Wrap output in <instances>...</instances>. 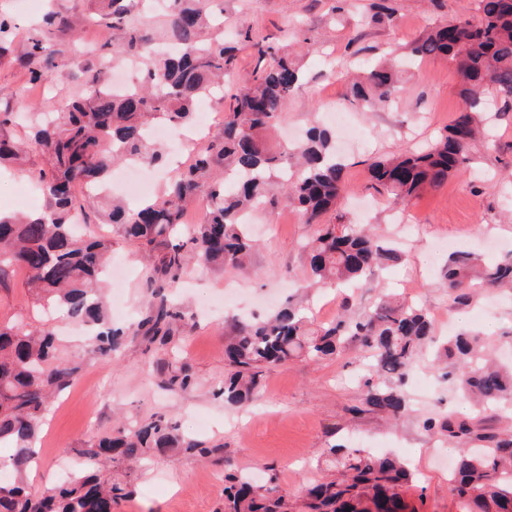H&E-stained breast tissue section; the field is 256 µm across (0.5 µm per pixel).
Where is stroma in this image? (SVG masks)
Listing matches in <instances>:
<instances>
[{
    "mask_svg": "<svg viewBox=\"0 0 512 512\" xmlns=\"http://www.w3.org/2000/svg\"><path fill=\"white\" fill-rule=\"evenodd\" d=\"M371 0H223L224 36L250 32L253 37L292 49L296 38L315 41L314 51L299 55L305 77L288 97L280 129H306L325 124L327 109L353 113L362 141L345 149L348 197L341 210L346 220L373 226L376 233L395 238L396 211L407 214L411 234L403 245L402 262L375 272L352 289L314 288L302 292L308 268L305 244L314 229L296 212L266 206L256 225L277 223V231L259 235V247L245 270L225 271L190 265L171 298L184 313L172 328L168 344L147 331L129 337L113 360L85 357L83 337L73 324L59 326L63 356L80 367L76 383L51 404L42 427L39 467L26 476L30 491L41 492L76 472L77 451L92 437L111 431L119 422L145 421L156 414L172 417L179 433L219 445L211 459L202 460L173 450L136 465L133 494L118 512H221L224 466L232 464L261 479L276 477L283 493L296 495L315 473L324 448L359 444L388 450L407 460L417 481L409 494L415 512H460L448 492V472L458 446L442 443L422 428L421 421L451 412L469 413L468 404L446 383L434 381L423 392L407 385L410 410L398 426L378 414L352 416L360 402V381L366 362L356 350L333 360H296L269 369L250 402L229 406L219 396L224 380V338L234 317L267 318L285 303L309 307L316 323L333 320L342 309L357 314L382 297L398 294L424 303L436 332L443 319L456 328L476 327L493 353L509 356L500 343L512 329V292H494L468 306L455 304L444 284L443 271L452 248L480 254L493 262L512 253V106L501 109L493 137L471 163L449 177L444 186L396 207L372 187L373 161L425 148L454 120L461 101L452 62L424 59L403 73L399 90L384 107L369 110L347 92L346 80L326 67L327 59L351 57L368 68L392 49H404L436 23L473 18L472 0H391L395 24L370 19ZM68 18L61 31L47 26L46 15ZM0 16L11 21L8 55L0 59V110L35 108L55 112L78 94L87 74L109 79L94 48L112 43V29L100 19L98 0H43L33 12L28 0H0ZM51 47V58L34 60L48 68L50 86L32 83L28 67L19 63L29 50L31 34ZM46 158L28 148L12 168L0 170V211L25 214L24 189L47 168ZM89 230L109 235L112 264L134 270V277L107 286L116 326L144 322L152 313V263L105 224L96 202L80 196ZM452 248H445V241ZM25 314L38 321V310L21 272L0 282V321ZM179 355L194 372V385L168 390L164 381L172 355Z\"/></svg>",
    "mask_w": 512,
    "mask_h": 512,
    "instance_id": "1",
    "label": "stroma"
}]
</instances>
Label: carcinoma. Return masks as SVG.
Here are the masks:
<instances>
[{
	"label": "carcinoma",
	"instance_id": "1",
	"mask_svg": "<svg viewBox=\"0 0 512 512\" xmlns=\"http://www.w3.org/2000/svg\"><path fill=\"white\" fill-rule=\"evenodd\" d=\"M101 18L119 34L117 47L102 48L107 64L126 50L141 64L143 80L116 91L100 74L87 76L82 94L52 118H30L32 145L48 159L50 171L40 175L45 206L32 217L0 212V279L9 270L26 273L34 303L47 314L79 322L91 330L85 352L110 360L129 328H115L103 296L110 243L76 229L80 214L73 187L94 192L105 223L158 260L161 283L153 290L154 313L148 331L167 338L183 313L167 304L163 290L181 282L189 257L206 268L243 269L255 243L245 222L247 214L276 198L316 226L306 244L308 281L327 286L359 282L377 268L400 262L396 246L375 240L352 224L325 220L336 210L345 190L346 165L336 156L335 134L312 127L306 139L289 149L269 141L288 95L301 81L302 70L292 53L242 34L257 56L250 86L229 97L224 134L195 152L191 163L154 198L129 208L110 201L109 179L117 162L160 164L165 150L146 137L149 119L183 127L195 116L197 103L219 87L236 62L234 48L224 45V32L207 38L213 20L211 0H169L163 41L178 48L164 54L143 35L132 18L130 0H106ZM478 19L438 25L407 47L412 59L447 58L455 66L461 108L428 151L395 154L371 164L376 188L388 199L409 202L442 187L469 162V152L492 125L484 99L493 88L512 97V0H474ZM371 19L394 21L387 0L370 4ZM399 83L398 56L380 57L352 83L358 101L387 103ZM237 179L228 192L210 181L212 169ZM208 202L200 224L184 223L189 202ZM448 294L466 305L477 288L512 287V255L480 265L469 253L448 261L444 273ZM352 348L363 351L377 379L361 385L355 415L377 412L393 422L408 411L404 382L423 350L430 362H448L443 376L474 406L470 420L427 418L422 427L460 445L450 491L462 512H512V434L495 430L489 417L512 403V369L488 358L480 332L466 329L443 342L435 339L426 308L398 299L380 300L353 317L343 309L336 319L317 325L301 309L288 305L267 319L239 321L227 337L229 370L219 391L224 401L241 405L259 389L266 370L297 359L335 358ZM79 366L60 356L55 329L46 320L38 326L20 317L0 322V447L10 448L14 481L0 484V512H114L132 492L129 482L102 476L100 462H137L154 452L181 448L196 456L214 449L185 437L162 416L87 442L80 450L83 468L74 477L41 494L25 484V470L36 462L37 441L52 397L78 379ZM195 383L188 364L176 362L168 373L171 390ZM322 476L296 497L280 493L276 478L258 483L229 466L224 469V512H412L408 493L414 475L400 458L361 448L334 445L318 461Z\"/></svg>",
	"mask_w": 512,
	"mask_h": 512
}]
</instances>
